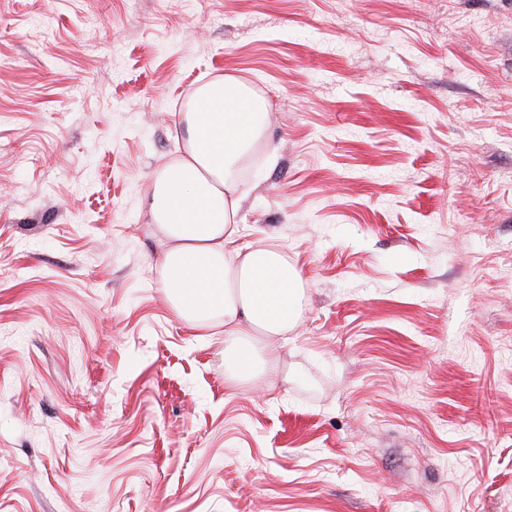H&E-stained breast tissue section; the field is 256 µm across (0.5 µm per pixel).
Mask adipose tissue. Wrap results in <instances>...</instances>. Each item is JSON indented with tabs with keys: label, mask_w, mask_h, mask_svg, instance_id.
Instances as JSON below:
<instances>
[{
	"label": "adipose tissue",
	"mask_w": 512,
	"mask_h": 512,
	"mask_svg": "<svg viewBox=\"0 0 512 512\" xmlns=\"http://www.w3.org/2000/svg\"><path fill=\"white\" fill-rule=\"evenodd\" d=\"M184 154L155 176L145 197L165 248L158 281L175 315L205 330L224 325V381L236 388L275 371V341L294 330L305 289L280 247L239 246L236 170L269 142L267 105L219 77L181 113Z\"/></svg>",
	"instance_id": "adipose-tissue-1"
}]
</instances>
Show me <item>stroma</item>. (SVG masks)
Listing matches in <instances>:
<instances>
[{
    "label": "stroma",
    "mask_w": 512,
    "mask_h": 512,
    "mask_svg": "<svg viewBox=\"0 0 512 512\" xmlns=\"http://www.w3.org/2000/svg\"><path fill=\"white\" fill-rule=\"evenodd\" d=\"M218 76L305 282L235 391L143 206ZM0 512H512V0H0Z\"/></svg>",
    "instance_id": "35a3bbf8"
}]
</instances>
